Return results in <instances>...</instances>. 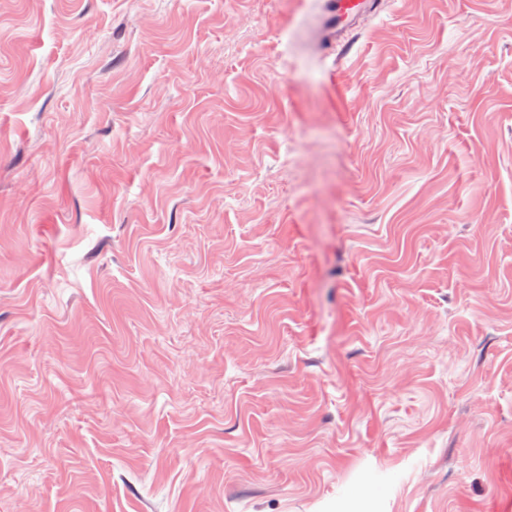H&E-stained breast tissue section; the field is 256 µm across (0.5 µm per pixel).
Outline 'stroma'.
<instances>
[{
  "label": "stroma",
  "instance_id": "35a3bbf8",
  "mask_svg": "<svg viewBox=\"0 0 512 512\" xmlns=\"http://www.w3.org/2000/svg\"><path fill=\"white\" fill-rule=\"evenodd\" d=\"M319 12L0 0V512H512V0ZM384 0H323L322 25L316 41L329 49L343 38L350 26L366 12L377 11Z\"/></svg>",
  "mask_w": 512,
  "mask_h": 512
}]
</instances>
